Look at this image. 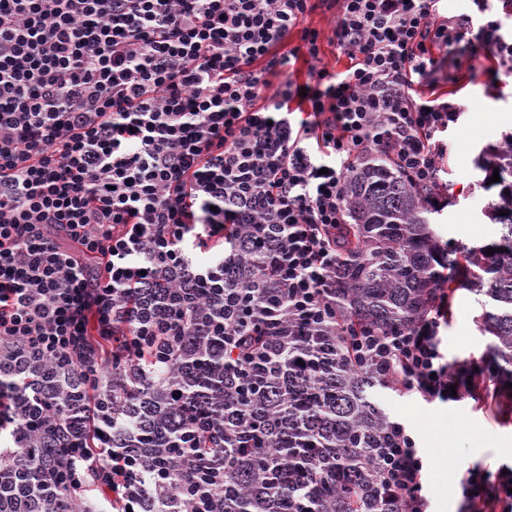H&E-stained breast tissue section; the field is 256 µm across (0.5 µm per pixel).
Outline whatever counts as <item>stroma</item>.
<instances>
[{
    "instance_id": "stroma-1",
    "label": "stroma",
    "mask_w": 512,
    "mask_h": 512,
    "mask_svg": "<svg viewBox=\"0 0 512 512\" xmlns=\"http://www.w3.org/2000/svg\"><path fill=\"white\" fill-rule=\"evenodd\" d=\"M448 79L443 91L458 90L466 107L458 130L448 136L443 180L450 185L447 207L431 214L441 244L462 250L497 243L501 226L489 217L498 199L477 161L483 149L501 145L512 128L502 125L512 114V80L492 73L470 74L461 48L448 49ZM485 298L460 289L452 298L444 348L449 360L480 361L490 354L491 336L480 324ZM374 400L385 414L401 419L415 434L427 460V492L432 512H456L461 482L468 469L512 465V422L498 419L473 400L448 406L416 396L376 389Z\"/></svg>"
}]
</instances>
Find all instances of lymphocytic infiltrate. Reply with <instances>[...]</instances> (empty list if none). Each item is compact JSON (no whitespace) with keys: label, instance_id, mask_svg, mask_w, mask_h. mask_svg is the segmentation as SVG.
I'll list each match as a JSON object with an SVG mask.
<instances>
[{"label":"lymphocytic infiltrate","instance_id":"obj_1","mask_svg":"<svg viewBox=\"0 0 512 512\" xmlns=\"http://www.w3.org/2000/svg\"><path fill=\"white\" fill-rule=\"evenodd\" d=\"M472 2L445 16L440 0H0V512H59L34 480L68 489L66 512H224L222 453L259 429L253 373L343 321L349 176L383 155L447 194L464 107L416 81L460 44L471 70L512 78V32L493 0ZM322 7L337 11L339 73L316 68L303 25ZM299 59L309 84L269 93L268 74ZM449 308L442 288L392 334L348 331L351 361L429 404L512 406L489 362L443 352ZM198 320L235 369L232 416H187L181 450H131L117 421L141 419L148 372L177 376L207 350L188 339ZM22 373L25 391L7 381ZM372 465L383 497L429 512L405 423L388 419ZM458 512H512V470L469 469Z\"/></svg>","mask_w":512,"mask_h":512}]
</instances>
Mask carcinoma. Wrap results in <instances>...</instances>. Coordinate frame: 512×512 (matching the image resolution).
Instances as JSON below:
<instances>
[{
  "instance_id": "cac0c4a2",
  "label": "carcinoma",
  "mask_w": 512,
  "mask_h": 512,
  "mask_svg": "<svg viewBox=\"0 0 512 512\" xmlns=\"http://www.w3.org/2000/svg\"><path fill=\"white\" fill-rule=\"evenodd\" d=\"M482 169L499 172V202L491 219L502 226L500 241L472 247L458 255L434 237L428 212V191L414 185L387 159L358 167L345 187L350 216L349 242L341 255L336 284V307L348 320L368 332L387 336L422 315L434 289L469 288L489 299L481 323L495 338V367L512 369V149H490ZM506 215L501 216L499 212ZM496 252L487 254L489 248ZM195 385L184 399L215 400L234 368L202 354L193 367ZM376 382L371 374L351 365L341 331H336L333 356L303 378L288 377V389L273 383L261 393L259 415L270 406L288 426L266 440H274L288 455L308 461L315 448L331 460L336 480L315 478L304 490L292 493L274 483L260 489L255 468L232 462L224 473L242 490L224 502V512H292L291 496L299 498V512H401L398 503L380 496L378 474L371 466L383 430L384 413L372 398Z\"/></svg>"
}]
</instances>
